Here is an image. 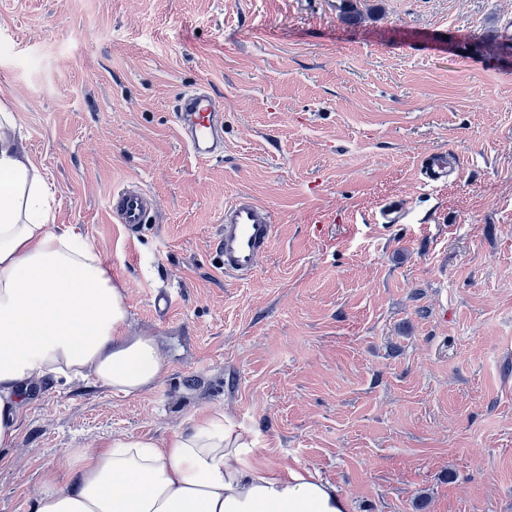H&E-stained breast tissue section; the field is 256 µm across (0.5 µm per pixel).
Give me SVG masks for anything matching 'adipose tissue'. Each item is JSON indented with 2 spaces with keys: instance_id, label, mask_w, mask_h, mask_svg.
Here are the masks:
<instances>
[{
  "instance_id": "adipose-tissue-1",
  "label": "adipose tissue",
  "mask_w": 512,
  "mask_h": 512,
  "mask_svg": "<svg viewBox=\"0 0 512 512\" xmlns=\"http://www.w3.org/2000/svg\"><path fill=\"white\" fill-rule=\"evenodd\" d=\"M0 113V456L15 441L35 380L90 378L137 395L165 367L156 342L131 335L111 267L75 231L54 227V194L21 155ZM247 431L212 412L165 444L140 438L70 448L66 475L43 474L32 512H347L310 472L253 465Z\"/></svg>"
}]
</instances>
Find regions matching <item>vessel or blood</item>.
I'll use <instances>...</instances> for the list:
<instances>
[{
	"mask_svg": "<svg viewBox=\"0 0 512 512\" xmlns=\"http://www.w3.org/2000/svg\"><path fill=\"white\" fill-rule=\"evenodd\" d=\"M222 110L221 100L202 88L183 91L177 97L175 127L196 160L208 161L223 154ZM421 168L425 183L430 185L446 181L455 171L451 155L444 152L426 155ZM155 207L154 196L142 186L130 184L113 192L110 221L133 235L140 232ZM275 228L272 211L251 195L242 193L225 203L217 241L225 275L239 281L250 279L269 249Z\"/></svg>",
	"mask_w": 512,
	"mask_h": 512,
	"instance_id": "vessel-or-blood-1",
	"label": "vessel or blood"
}]
</instances>
